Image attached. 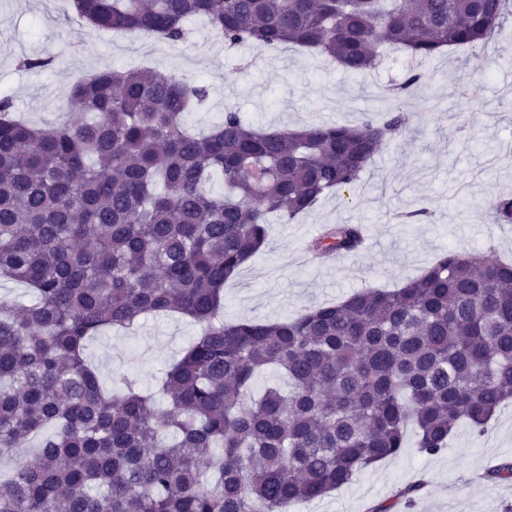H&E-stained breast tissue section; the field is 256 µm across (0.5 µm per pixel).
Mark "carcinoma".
Wrapping results in <instances>:
<instances>
[{
  "label": "carcinoma",
  "mask_w": 512,
  "mask_h": 512,
  "mask_svg": "<svg viewBox=\"0 0 512 512\" xmlns=\"http://www.w3.org/2000/svg\"><path fill=\"white\" fill-rule=\"evenodd\" d=\"M93 31L172 45L204 17L224 43L292 45L344 70L395 47L424 60L479 47L509 0H73ZM207 95L186 77L112 69L69 90L76 122L47 127L0 98V512H293L406 451L483 433L512 400V264L450 251L400 288H365L272 322L224 317V284L282 224L354 189L407 118L263 129L228 109L205 135L187 117ZM220 179L223 191L211 185ZM512 223V196L489 202ZM360 224L309 245L361 251ZM188 317L196 336L156 379L106 387L87 342L143 318ZM275 375L252 395L262 373ZM512 481V460L488 469Z\"/></svg>",
  "instance_id": "obj_1"
}]
</instances>
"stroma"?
I'll use <instances>...</instances> for the list:
<instances>
[{
    "instance_id": "35a3bbf8",
    "label": "stroma",
    "mask_w": 512,
    "mask_h": 512,
    "mask_svg": "<svg viewBox=\"0 0 512 512\" xmlns=\"http://www.w3.org/2000/svg\"><path fill=\"white\" fill-rule=\"evenodd\" d=\"M178 49L133 34L92 33L71 0H0V98L24 121L46 126L73 120L56 106L61 90L113 67H160L193 78L207 97L191 112L193 131L208 130L225 110L257 127L357 124L393 110L389 89L404 72L388 66L352 74L294 47L230 48L202 22L188 25ZM23 57L43 67L20 66ZM424 81L409 98L404 136L384 146L364 170L355 195L332 194L291 224L272 221L268 239L224 286V314L277 321L366 288H397L454 249L512 260V224L493 223L488 203L512 195V24L483 48H451L413 64ZM424 210L418 222L405 214ZM327 224H362L363 250L327 264L308 263L307 242ZM201 331L177 317H147L135 335L106 331L88 343L103 383L136 376L151 386ZM408 451L362 471L349 485L299 505V512H370L408 484L421 483L412 506L396 512H512V482L481 475L512 459V403L484 433L459 426L436 455Z\"/></svg>"
}]
</instances>
